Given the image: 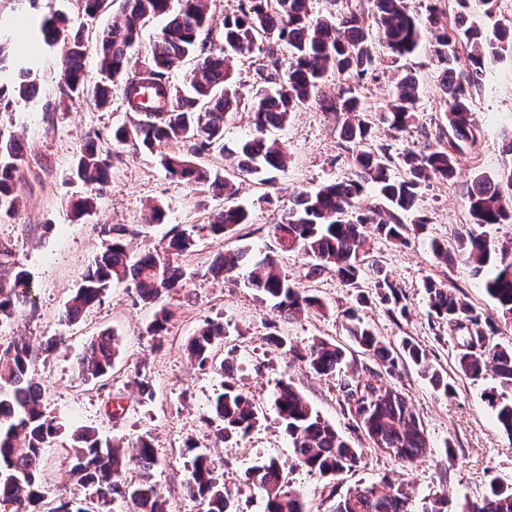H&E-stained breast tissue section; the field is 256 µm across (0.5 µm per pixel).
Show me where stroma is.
I'll return each instance as SVG.
<instances>
[{
    "label": "stroma",
    "instance_id": "stroma-1",
    "mask_svg": "<svg viewBox=\"0 0 512 512\" xmlns=\"http://www.w3.org/2000/svg\"><path fill=\"white\" fill-rule=\"evenodd\" d=\"M56 12L65 13L72 26L81 29L86 44L84 70L93 83L101 79L99 35L122 19L119 0L93 18L81 12L77 0H37L32 6L26 0H0V40L10 39L33 52L26 62L33 83L28 97L0 104V129L13 135L24 157L17 174V207L14 215L0 218V241L10 244L15 264L28 271L38 302L36 317L18 313L0 319V344L20 336L36 343H58L56 349L40 354L31 369L34 383L43 391L47 414L61 428L46 449L42 473L46 489L55 490L64 478L70 465L69 435L80 426L94 427L105 438L151 436L160 460L152 481L167 500L169 512H205L204 504L182 489L190 444L212 457L215 475L230 492L236 512H263V498L247 485L246 471L272 458L282 466L285 485L304 497L309 512H332L336 495L383 479L402 484L416 502L440 500L443 512H458L465 500L485 495L491 482L512 486V437L498 427L483 397L485 389L495 385V376L489 371L484 379L473 381L459 374L454 363L458 341L445 322L431 316L424 289L425 281L433 279L457 290L477 308H494L472 265L459 260L445 266L432 254L430 242L436 239L457 251L470 224L466 206L470 178L496 173L512 163V154L504 149L505 136L512 132V43L487 68L481 88L473 95L471 109L480 133L476 145L458 156L459 177L434 180L422 189L419 207L428 224L409 232L404 246L377 236L370 241L366 262L382 268L400 287L408 306L406 316L390 315L372 302L371 278L354 289L331 272L311 276L307 259L297 253L279 254L280 265L300 292L326 302L327 314L311 313L290 321L245 288L240 275L224 280L207 275L220 252L246 246L254 259H262L275 247L272 224L288 211L294 191H313L349 175L332 116L311 103L280 133L288 149L287 169L276 173L271 184L254 178L242 183L236 203L249 211L250 222L239 236L224 240L199 233L191 251L180 256L188 287L170 298L173 318L162 339L156 340L146 332L155 308L137 300L128 281L114 286L79 323L62 321L66 301L101 249L95 227L133 228L136 234L128 240L132 254L159 251L172 227L188 229L204 223L224 208L225 200L220 193L198 192L171 178L158 152L113 142V127L130 117L121 96L99 108L60 94L62 49L45 46L40 31L43 20ZM406 71L415 72L424 85L417 119L395 139L386 125L373 122L368 150L389 143L394 151H401L424 141L441 119L438 65L425 48L397 63L382 62L367 76L359 89L367 114H375L390 100L396 78ZM94 134L111 155L108 181L99 192L74 175L80 149ZM86 195L93 196L94 209L75 217L73 203ZM155 205L165 212L163 223L148 221ZM361 294L366 297L362 303L357 300ZM350 307L391 345L405 339L417 345L447 376L453 392L445 396L435 391L411 363L399 365L390 375L376 357L357 352L343 317ZM214 319L224 322V341L213 364L202 369L191 361L185 345ZM103 330L115 332L121 351L111 372L90 382L79 375L77 361L87 342ZM275 336L298 346L324 339L352 351L360 378L395 386L411 400L425 430V454L408 463L373 447L351 416L336 379L318 376L277 348L271 342ZM223 361L236 364V371L221 373ZM139 373L147 375L155 390L147 403L141 402L132 383ZM286 380L358 448L359 467L329 479L293 462L288 436L272 405L273 393ZM225 381L249 394L259 409V421L248 436L220 443L205 416Z\"/></svg>",
    "mask_w": 512,
    "mask_h": 512
}]
</instances>
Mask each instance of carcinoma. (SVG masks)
Masks as SVG:
<instances>
[{"label":"carcinoma","mask_w":512,"mask_h":512,"mask_svg":"<svg viewBox=\"0 0 512 512\" xmlns=\"http://www.w3.org/2000/svg\"><path fill=\"white\" fill-rule=\"evenodd\" d=\"M307 0H239L238 10L224 15L223 45L214 51L203 33L210 18L205 0H124V20L102 32L99 46L100 71L105 79L88 87L81 60L85 43L80 32L63 31L67 18L58 15L42 22L43 40L48 45L63 42L61 94L72 101L89 100L98 107L108 104L112 92L121 94L138 118L119 125L112 137L119 143L153 151L162 145L190 144L191 152H224V124L240 105L235 88L233 56L263 48L268 61L256 70L252 96L253 130L238 146V175L274 181V173L285 168L287 148L271 136L284 127L294 112L316 102L331 114L338 132V146L347 155L351 177L324 184L314 192L294 195V207L274 224L277 249L298 253L309 260V273L325 271L336 275L350 288H357L363 276V257L371 235L378 234L395 243L407 242L409 225L422 228L428 223L420 214L418 201L423 186L433 179L456 178V156L463 146L473 144L478 128L473 119L471 100L489 64L504 50L506 30L496 27L489 37L478 27L467 24L464 10L469 0H456L462 11L453 23L437 34L434 48L440 66L439 87L443 100V120L438 132L416 148L392 155L389 148L370 152L362 148L371 125L363 114L358 87L380 63L375 44L395 63L413 55L422 44L424 26L410 11L407 0H359L360 8L343 15L313 14ZM167 19L150 55L135 70L129 62L139 43L143 24L153 18ZM288 46L289 65L278 76L279 58L274 47ZM468 51L462 55L459 46ZM185 88L172 85L167 73L188 62ZM334 73L345 78L333 97L320 95L324 77ZM420 84L412 74L401 76L396 92L378 120L388 130L399 133L416 118ZM108 151L95 140L81 150L74 175L87 184L103 185L108 179ZM22 162L18 145L0 130V215L16 208L17 173ZM160 162L172 177L191 186L219 189L225 198L238 191L233 179L214 173L184 153H163ZM398 166L400 174L393 173ZM376 189L382 204L359 206L367 189ZM466 203L470 227L464 238V252L451 253L434 240L433 255L450 265L462 257L483 275L486 293L494 301L492 313L473 307L456 296L442 282L428 280L424 288L432 315L463 333L455 355L459 372L477 381L493 370L501 391L486 393L488 406L500 428L512 437V347L495 340L497 320L512 321V244L494 241L485 228L512 219V165L494 177L476 174L470 179ZM249 223V213L228 205L211 215L201 226L213 236H232L237 226ZM103 250L88 266L82 283L67 302L63 319L76 321L87 309L104 302L116 283L130 281L136 296L145 304L157 306L148 335L162 338L173 312L161 304L164 297L187 285L186 272L176 257L195 245L193 231L174 228L167 234L162 252L132 255L127 248L124 226L101 224ZM249 249L239 247L218 254L208 268L214 278L243 272L244 284L259 292L263 300L290 320L315 311L325 313L327 305L313 295H303L283 272L277 258L248 259ZM29 282L26 270L16 268L12 275H0V318H10L16 309L29 305L37 313L35 301L20 292ZM375 298L388 313L406 314L403 294L388 277L376 275ZM347 330L365 354L378 358L389 370L408 358L434 389L443 395L452 391L448 379L416 345L405 340L393 347L357 318L345 313ZM224 340V323L209 321L189 339L187 350L199 366L212 361L214 348ZM278 347L304 361L319 376L337 378L349 412L377 447L391 448L394 456L412 461L424 453L427 440L412 404L403 395L389 393L391 386L363 383L355 371L341 372L350 361L346 351L327 340H313L306 348L287 345L272 337ZM34 350L23 339H13L0 350V503L12 512H42L47 490L40 480L44 453L49 440L59 433L43 405L41 388L29 378ZM120 354L114 333L104 331L93 337L78 359V367L88 381H97L112 369ZM277 415L288 435L297 464L323 475L336 476L359 466L360 455L335 426L313 409L294 386L282 383L273 394ZM209 423L216 424L220 439L242 437L258 422V410L250 396L230 382L211 403ZM70 478L93 490V507L88 508L60 494L50 512H111L117 501L130 512H168L166 500L148 480L127 483L123 474L131 464L150 471L159 464L151 440L111 442L91 427H80L71 434ZM191 460L185 481L186 494L205 502L206 512H235L224 485L217 481L209 455L187 445ZM247 481L263 494L264 512H307L302 496L285 490L279 462L271 459L251 467ZM333 512H412L410 499L402 488L389 480L359 485L336 501ZM461 512H512V486L497 482L490 494L466 502Z\"/></svg>","instance_id":"obj_1"}]
</instances>
